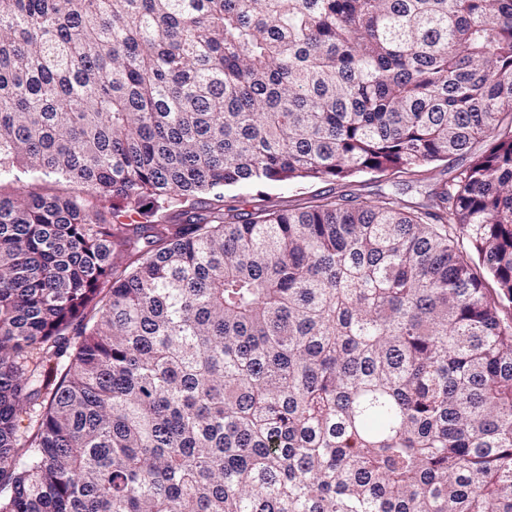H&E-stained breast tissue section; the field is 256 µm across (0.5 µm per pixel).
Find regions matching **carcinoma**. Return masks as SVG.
Segmentation results:
<instances>
[{"instance_id": "cac0c4a2", "label": "carcinoma", "mask_w": 512, "mask_h": 512, "mask_svg": "<svg viewBox=\"0 0 512 512\" xmlns=\"http://www.w3.org/2000/svg\"><path fill=\"white\" fill-rule=\"evenodd\" d=\"M5 181L0 512H512V0H0ZM490 139L474 140L469 151L452 161L427 163L423 166L425 179L418 182H402L391 174L360 173L344 181L338 180H298L287 183L266 185L259 189L241 186L224 192V204L234 206L239 212L251 211L254 204L263 203L269 209L293 208L314 194L374 199L383 194H397L408 201H420L430 189L445 182L466 168L470 161L483 152ZM259 190V191H258Z\"/></svg>"}]
</instances>
